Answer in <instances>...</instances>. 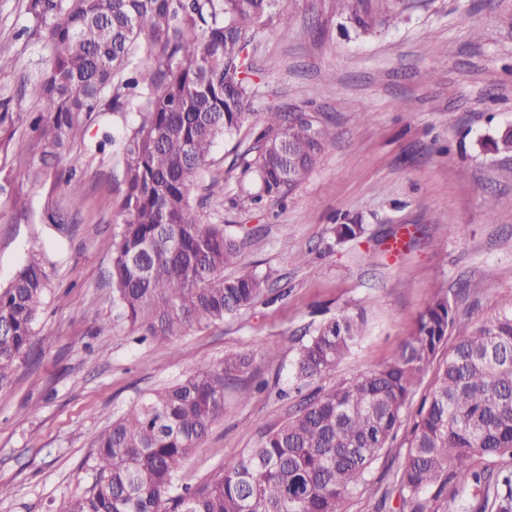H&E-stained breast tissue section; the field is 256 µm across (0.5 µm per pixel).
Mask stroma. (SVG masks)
<instances>
[{
  "label": "stroma",
  "mask_w": 512,
  "mask_h": 512,
  "mask_svg": "<svg viewBox=\"0 0 512 512\" xmlns=\"http://www.w3.org/2000/svg\"><path fill=\"white\" fill-rule=\"evenodd\" d=\"M25 5L0 0V42L12 56L0 70V139L9 142L0 168L9 179L0 194V286L32 249L44 253L50 285L31 354L0 387V512H50L84 491L94 440L113 419L225 354L272 347L278 357L256 355L228 383L224 419L181 470L179 487L203 484L298 409L304 395L292 363L300 338L322 320L367 317L364 336L320 380L329 388L386 363L436 296L455 298L470 326L512 311V154L483 146L512 125V0H378L383 23L368 35L342 17L340 0H285L287 34L266 27L255 38V110L306 109L332 137L291 194L244 207L233 204L242 186L235 146L251 143L252 129L216 143L191 201L243 244L224 274L270 269L280 279L269 302L193 326L170 345L138 342L112 304V238L124 194L117 143L137 114L107 112L89 125L72 148L71 184L28 176L26 116L40 105L27 83L45 73L52 50L24 34ZM107 132L114 145L97 150ZM214 179L224 190L210 197L204 187ZM73 189L83 204L61 236L46 213ZM16 195L26 216L12 207ZM492 196L501 204L490 218ZM349 221L365 233L334 242L333 226ZM257 379L267 389L242 397ZM432 385L425 375L396 439L341 512H400L395 473Z\"/></svg>",
  "instance_id": "stroma-1"
}]
</instances>
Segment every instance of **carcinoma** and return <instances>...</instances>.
Returning a JSON list of instances; mask_svg holds the SVG:
<instances>
[{"mask_svg": "<svg viewBox=\"0 0 512 512\" xmlns=\"http://www.w3.org/2000/svg\"><path fill=\"white\" fill-rule=\"evenodd\" d=\"M355 30L380 24L372 0H341ZM30 35L55 55L30 84L46 104L30 114L37 181L104 112L134 110L122 141L125 192L112 239V303L144 339L170 343L254 305L277 281L271 270L224 277L240 244L193 207L190 186L215 141L253 121L250 43L262 26L288 31L280 0H26ZM330 138L319 121L264 113L237 154L255 191L234 205L280 199L315 166ZM485 146L512 153V128ZM338 224L336 241L361 236ZM49 274L29 253L0 287V385L29 354ZM366 316L339 315L300 343L293 377L309 383L333 370L364 335ZM454 344L433 368L451 333ZM251 357L229 354L134 403L94 442L90 487L54 512H340L368 481L396 437L419 382L434 371L396 474L401 512H512V313L474 327L438 296L381 367L310 395L278 429L196 489L176 479L224 418L226 382ZM500 462L491 469L490 462Z\"/></svg>", "mask_w": 512, "mask_h": 512, "instance_id": "carcinoma-1", "label": "carcinoma"}]
</instances>
